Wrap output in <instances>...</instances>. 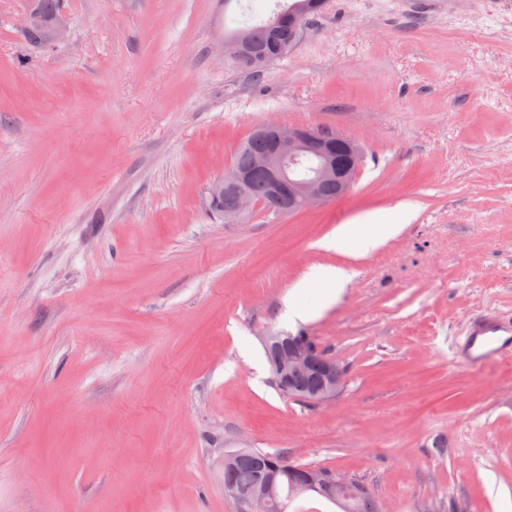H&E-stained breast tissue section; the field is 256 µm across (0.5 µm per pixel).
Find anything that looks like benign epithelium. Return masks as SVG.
<instances>
[{
    "instance_id": "7a95c632",
    "label": "benign epithelium",
    "mask_w": 512,
    "mask_h": 512,
    "mask_svg": "<svg viewBox=\"0 0 512 512\" xmlns=\"http://www.w3.org/2000/svg\"><path fill=\"white\" fill-rule=\"evenodd\" d=\"M306 13V3L297 0L288 11L277 15L273 29L286 25L296 32ZM225 44L234 58L244 56L252 62L264 59L262 55L248 52L246 42L234 34L227 37ZM257 133L268 140L269 149L255 158L254 165L265 171L268 197L279 205L280 214L303 210L349 191L353 170L360 162V148L355 142L307 126L284 127L275 123L260 126ZM249 181V172L231 167L224 179L213 187L215 197L226 192L232 195V203L224 211L226 223H236L255 205L248 189ZM262 343L281 389L290 390L296 373L315 369L320 377L319 386L304 400L309 404H324L336 398L344 382V367L336 357L300 335L283 331L268 333L262 337ZM265 464L268 474L259 488L244 490L232 482H224V493L234 501L237 512H271L273 509L283 512L287 508L282 483L277 479L286 461L268 456ZM353 487V480L345 475L311 469L291 488V495L298 499L314 493L333 499Z\"/></svg>"
}]
</instances>
